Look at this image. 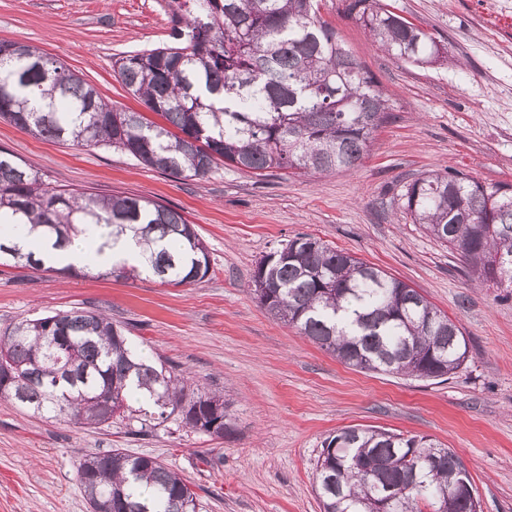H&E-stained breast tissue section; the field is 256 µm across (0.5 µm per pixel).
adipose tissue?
Returning a JSON list of instances; mask_svg holds the SVG:
<instances>
[{"label":"adipose tissue","mask_w":512,"mask_h":512,"mask_svg":"<svg viewBox=\"0 0 512 512\" xmlns=\"http://www.w3.org/2000/svg\"><path fill=\"white\" fill-rule=\"evenodd\" d=\"M0 242L8 246L20 245L24 250L33 252L35 258L40 259L44 264L56 267L69 265L80 269L92 261L96 262L98 266L106 267L115 262L135 259L137 255V248L134 242L129 239L119 243L116 248L105 249L102 254L93 258L89 257L86 244L82 241L75 240L59 248L36 247L33 246L30 239L21 237L14 231L6 230L0 232Z\"/></svg>","instance_id":"adipose-tissue-1"}]
</instances>
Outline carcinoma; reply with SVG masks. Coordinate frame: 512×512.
Instances as JSON below:
<instances>
[{
  "label": "carcinoma",
  "mask_w": 512,
  "mask_h": 512,
  "mask_svg": "<svg viewBox=\"0 0 512 512\" xmlns=\"http://www.w3.org/2000/svg\"><path fill=\"white\" fill-rule=\"evenodd\" d=\"M170 42L120 60L117 76L159 120L119 109L56 57L0 41V119L83 147L108 146L176 177L203 178L223 161L258 175H326L359 165L391 111L375 80L315 0H171ZM349 15L389 55L416 65L448 50L381 0H351ZM406 214L456 251L468 272L512 288V187L459 172H427L401 190ZM54 247L91 237L96 252L133 233L136 265L99 274L152 276L181 286L204 279L209 251L177 211L138 197L75 194L0 149V225ZM507 261L498 270L489 255ZM39 268L18 246L0 260ZM259 304L360 369L441 379L467 359L463 333L419 291L310 235L261 258ZM0 397L49 418L99 428L175 413L222 438L234 429L224 398L191 389L100 313L72 311L0 335ZM139 407H134V404ZM77 479L91 512H196L186 480L150 456L88 454ZM323 512H477L460 491L458 456L426 436L349 427L325 440L316 464Z\"/></svg>",
  "instance_id": "1"
}]
</instances>
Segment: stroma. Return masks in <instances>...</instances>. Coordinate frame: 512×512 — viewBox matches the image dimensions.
<instances>
[{
  "mask_svg": "<svg viewBox=\"0 0 512 512\" xmlns=\"http://www.w3.org/2000/svg\"><path fill=\"white\" fill-rule=\"evenodd\" d=\"M348 2L318 0L319 14L393 106L355 169L258 176L221 164L184 180L0 120V148L52 186L162 203L194 224L210 255L208 275L179 287L0 266V332L49 313H104L174 374L223 396L236 418L221 439L173 417L143 434L135 421L81 427L2 397L0 512H90L79 463L116 448L178 473L197 512H322L323 443L354 426L451 448L481 512H512V296L466 277L459 255L413 223L399 198L429 171L512 185V0H387L453 57L423 67L387 54L348 16ZM172 26L170 0H0V39L60 58L105 101L139 112L115 64L168 42ZM300 234L417 289L463 332L462 368L443 382L362 370L269 316L252 294L253 272Z\"/></svg>",
  "mask_w": 512,
  "mask_h": 512,
  "instance_id": "obj_1",
  "label": "stroma"
}]
</instances>
